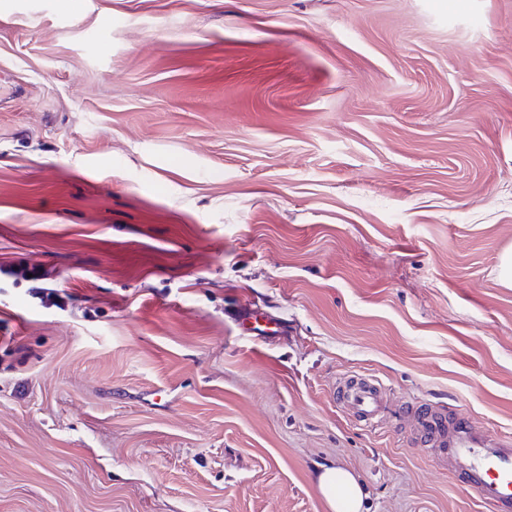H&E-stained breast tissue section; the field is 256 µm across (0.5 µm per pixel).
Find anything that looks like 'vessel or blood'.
<instances>
[{"label": "vessel or blood", "mask_w": 512, "mask_h": 512, "mask_svg": "<svg viewBox=\"0 0 512 512\" xmlns=\"http://www.w3.org/2000/svg\"><path fill=\"white\" fill-rule=\"evenodd\" d=\"M340 399L360 419L373 422L388 411L379 385L357 377L346 378ZM421 443L441 449L451 470L489 507L490 512H512V444L471 429L465 415L410 406Z\"/></svg>", "instance_id": "1"}]
</instances>
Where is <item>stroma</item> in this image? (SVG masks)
Masks as SVG:
<instances>
[{"mask_svg": "<svg viewBox=\"0 0 512 512\" xmlns=\"http://www.w3.org/2000/svg\"><path fill=\"white\" fill-rule=\"evenodd\" d=\"M508 251L512 0H0V512H487ZM340 400L360 419L374 422L388 412V403L379 385L355 376L346 378ZM406 412L417 421V439L440 448L454 474L491 512L512 509V448L506 440L473 431L465 414L448 418L414 405ZM318 488L332 512H362L364 491L357 478L340 467H323Z\"/></svg>", "mask_w": 512, "mask_h": 512, "instance_id": "1", "label": "stroma"}]
</instances>
